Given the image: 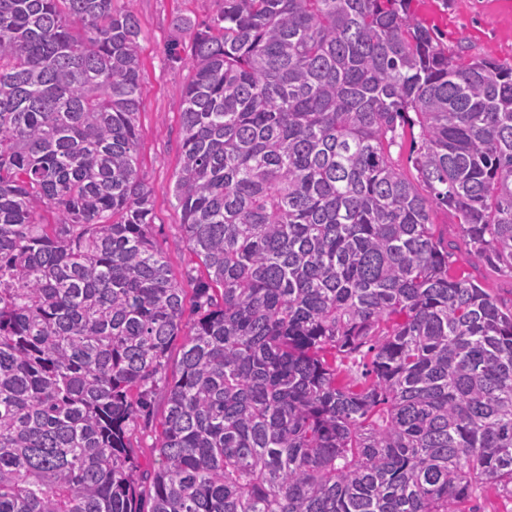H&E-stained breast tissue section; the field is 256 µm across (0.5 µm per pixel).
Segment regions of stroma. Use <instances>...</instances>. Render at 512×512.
I'll list each match as a JSON object with an SVG mask.
<instances>
[{
	"label": "stroma",
	"instance_id": "35a3bbf8",
	"mask_svg": "<svg viewBox=\"0 0 512 512\" xmlns=\"http://www.w3.org/2000/svg\"><path fill=\"white\" fill-rule=\"evenodd\" d=\"M218 7L217 0L134 2L142 65L138 155L141 172L154 189L149 233L185 290L183 321L187 324L197 316L196 289L204 271L183 242L181 211L170 191L181 154V89L194 75L188 62L189 35L177 21L209 20ZM411 8L449 53L489 54L500 63L512 64V0H413ZM432 221L435 234L451 244L449 265L481 284L502 307L512 309V270L471 264L462 232L446 210H434Z\"/></svg>",
	"mask_w": 512,
	"mask_h": 512
}]
</instances>
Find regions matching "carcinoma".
<instances>
[{"label": "carcinoma", "instance_id": "1", "mask_svg": "<svg viewBox=\"0 0 512 512\" xmlns=\"http://www.w3.org/2000/svg\"><path fill=\"white\" fill-rule=\"evenodd\" d=\"M132 2L0 0V512L512 501V309L450 272L431 220L512 268V65L448 55L412 0H220L185 23L172 194L206 273L185 332L148 234ZM364 346L356 384L336 359ZM166 410L165 401L162 397L152 398L148 411L141 413L133 435V447L137 448L139 461L144 464L148 459H154L152 448L156 443V429L159 421L163 418Z\"/></svg>", "mask_w": 512, "mask_h": 512}]
</instances>
